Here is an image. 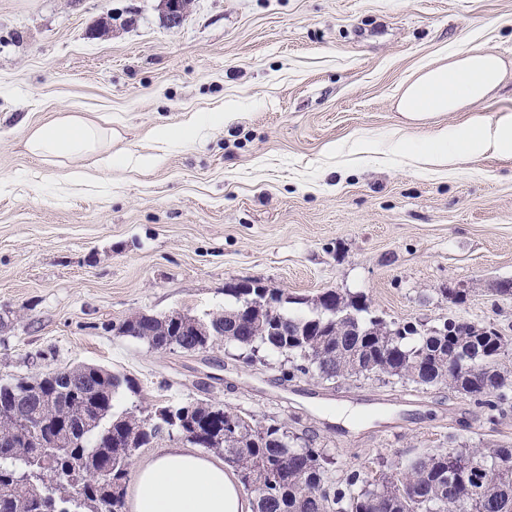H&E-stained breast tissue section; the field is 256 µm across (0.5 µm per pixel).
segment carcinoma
<instances>
[{"instance_id":"obj_1","label":"carcinoma","mask_w":512,"mask_h":512,"mask_svg":"<svg viewBox=\"0 0 512 512\" xmlns=\"http://www.w3.org/2000/svg\"><path fill=\"white\" fill-rule=\"evenodd\" d=\"M278 317L253 314L247 334L235 335L233 322L243 300L238 289L224 295L234 303L208 319L210 335L172 336L165 323L141 312L126 318L117 333L154 350L180 352L224 341L243 351L284 355L291 369L321 380L387 376L417 386H442L473 399L489 419L512 406V369L504 362L506 337L491 325L446 320L438 332L422 324L387 323L373 315L362 294L327 290L304 316L289 313L277 290ZM481 353L486 366L449 371L448 356L462 349ZM493 385L500 393L488 396ZM132 380L92 364L48 370L31 379L0 383V512H126L132 454L164 435L193 427L224 435L211 452L237 473L243 489L251 480L268 482L254 498V512H512V448H438L402 467L374 476L352 470L341 483L329 479L327 449L299 442L279 429L250 423L243 432L224 434V420L240 413L211 399L196 402L190 415L182 404H158L140 412L115 410ZM160 411L166 427L146 424ZM73 441L60 450L59 439ZM112 480L101 478L103 469ZM456 481L448 480L449 475Z\"/></svg>"}]
</instances>
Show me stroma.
Returning a JSON list of instances; mask_svg holds the SVG:
<instances>
[{"mask_svg": "<svg viewBox=\"0 0 512 512\" xmlns=\"http://www.w3.org/2000/svg\"><path fill=\"white\" fill-rule=\"evenodd\" d=\"M479 47L506 81L448 125L512 110V0H189L174 28L161 0H0V382L100 365L136 386L117 410L215 399L328 449L339 477L512 446V408L491 421L444 387L288 378L272 351L249 366L221 342L169 352L116 332L137 312L208 318L255 280L512 340V157L424 171L387 148L403 88ZM63 112L111 129L107 175L81 157L75 183L27 151ZM363 133L375 152L351 153Z\"/></svg>", "mask_w": 512, "mask_h": 512, "instance_id": "stroma-1", "label": "stroma"}]
</instances>
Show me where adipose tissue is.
I'll return each mask as SVG.
<instances>
[{
	"mask_svg": "<svg viewBox=\"0 0 512 512\" xmlns=\"http://www.w3.org/2000/svg\"><path fill=\"white\" fill-rule=\"evenodd\" d=\"M505 77L506 66L498 53L476 49L421 72L404 89L400 106L407 117L423 121L487 101ZM396 146L411 150L422 163L438 166L465 157H512V113H497L490 121L444 125L426 136L407 132ZM27 147L51 165L92 156L101 173L112 169L111 131L74 114L32 130ZM133 512H252V503L222 463L171 442L139 469Z\"/></svg>",
	"mask_w": 512,
	"mask_h": 512,
	"instance_id": "obj_1",
	"label": "adipose tissue"
}]
</instances>
